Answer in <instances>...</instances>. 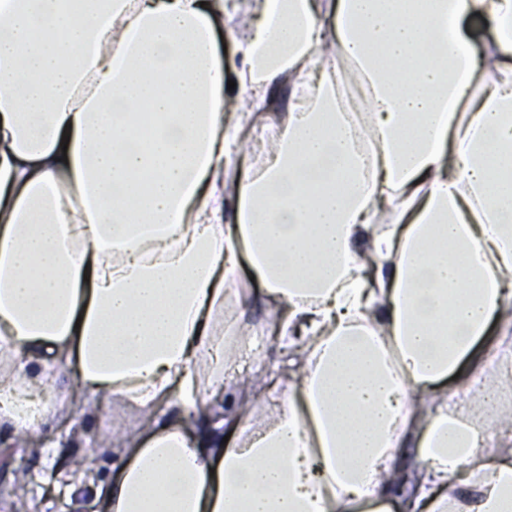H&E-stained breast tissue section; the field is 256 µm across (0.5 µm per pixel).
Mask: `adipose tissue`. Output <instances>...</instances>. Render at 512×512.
I'll list each match as a JSON object with an SVG mask.
<instances>
[{
  "instance_id": "1",
  "label": "adipose tissue",
  "mask_w": 512,
  "mask_h": 512,
  "mask_svg": "<svg viewBox=\"0 0 512 512\" xmlns=\"http://www.w3.org/2000/svg\"><path fill=\"white\" fill-rule=\"evenodd\" d=\"M248 276L288 360L235 390L277 402L187 435ZM511 386L512 0H0V429L137 413L97 512H512ZM236 23L237 21L232 24L224 22V25H221L216 32L220 61L230 79L234 78L235 71L241 66L239 56L234 49V37L241 39L246 35V28L243 29ZM230 29H232L233 35L229 31ZM223 44H226V51H223Z\"/></svg>"
}]
</instances>
